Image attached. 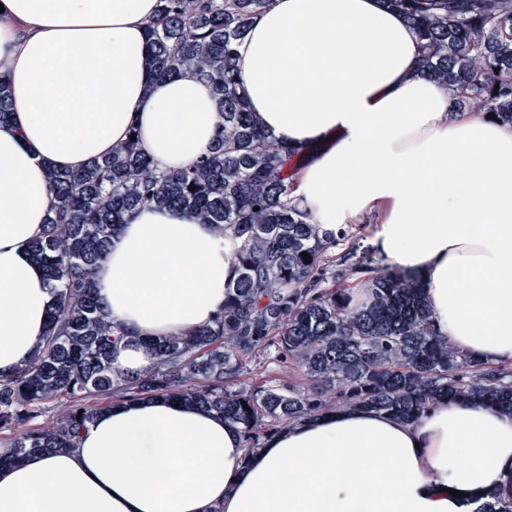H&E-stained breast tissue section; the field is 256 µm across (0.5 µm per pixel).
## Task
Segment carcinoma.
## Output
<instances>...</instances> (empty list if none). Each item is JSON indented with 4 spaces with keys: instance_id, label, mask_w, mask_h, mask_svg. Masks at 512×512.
<instances>
[{
    "instance_id": "1",
    "label": "carcinoma",
    "mask_w": 512,
    "mask_h": 512,
    "mask_svg": "<svg viewBox=\"0 0 512 512\" xmlns=\"http://www.w3.org/2000/svg\"><path fill=\"white\" fill-rule=\"evenodd\" d=\"M271 2H157L146 28L153 76L193 72L212 86L221 116L193 164L160 171L128 139L81 169L47 167L54 202L32 249L55 307L32 359L0 378V433L15 434L1 466L75 448L112 401L146 396L222 415L239 426L249 453L293 422L348 406L408 421L435 404L471 399L512 412V363L490 365L448 344L416 277L380 265L350 227L325 229L292 202L306 158L258 125L238 80L236 45ZM382 2L413 25L422 75L451 90L458 111L475 104L512 123V0ZM10 112L0 74V125ZM146 205L182 209L223 233L235 278L211 325L160 340L150 370L125 376L112 367L125 332L96 296L95 276L111 235ZM349 279L367 284L365 305L352 306ZM257 355L295 363L307 384L240 385ZM50 403L64 405L62 415L34 423ZM475 512H512V496Z\"/></svg>"
}]
</instances>
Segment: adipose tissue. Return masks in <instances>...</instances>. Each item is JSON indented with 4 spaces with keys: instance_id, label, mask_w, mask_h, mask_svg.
I'll use <instances>...</instances> for the list:
<instances>
[{
    "instance_id": "obj_1",
    "label": "adipose tissue",
    "mask_w": 512,
    "mask_h": 512,
    "mask_svg": "<svg viewBox=\"0 0 512 512\" xmlns=\"http://www.w3.org/2000/svg\"><path fill=\"white\" fill-rule=\"evenodd\" d=\"M156 0H0V377L41 344L54 297L31 253L51 195L46 165L75 170L138 127L173 171L220 120L192 72L152 76ZM413 26L380 0H273L239 43V79L264 130L327 141L295 196L316 223L374 216L371 247L419 275L436 331L483 361H512V124L454 112L423 76ZM232 249L189 214L145 207L112 235L97 292L128 336L122 374L149 340L208 325ZM512 494V414L481 402L413 422L344 408L296 422L263 451L236 426L161 397L98 413L77 448L0 469V512H474Z\"/></svg>"
}]
</instances>
